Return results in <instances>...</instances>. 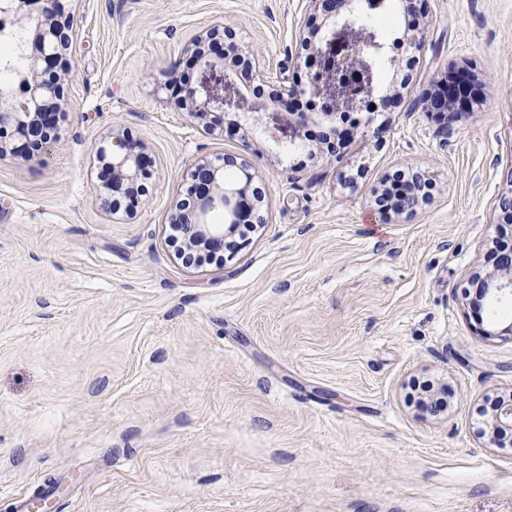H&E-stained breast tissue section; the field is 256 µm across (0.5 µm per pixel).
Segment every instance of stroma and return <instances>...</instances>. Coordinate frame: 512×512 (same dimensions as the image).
Instances as JSON below:
<instances>
[{"label":"stroma","instance_id":"stroma-1","mask_svg":"<svg viewBox=\"0 0 512 512\" xmlns=\"http://www.w3.org/2000/svg\"><path fill=\"white\" fill-rule=\"evenodd\" d=\"M76 70L49 153L0 159V512L59 480L60 512H512V432L475 411L512 395V298L471 304L512 189V0H424L395 23L372 111L297 148L266 114L211 133L168 90L224 92L191 38L235 24L266 76L306 77V0H64ZM416 28L413 52L394 38ZM397 66H390L389 57ZM467 72L474 111H420ZM153 160L133 214L97 199L100 140ZM229 153L268 185L264 224L223 263L185 266L167 217L190 165ZM432 187L380 214L396 171ZM388 187L381 189L375 193V203L379 207V210L388 214L393 212L397 215L410 214L414 212L419 206H421L425 200L426 196L422 197L419 194V187L414 185L411 189L404 190L399 194V198L396 200L394 206L392 203H387L383 200L386 197L388 192Z\"/></svg>","mask_w":512,"mask_h":512}]
</instances>
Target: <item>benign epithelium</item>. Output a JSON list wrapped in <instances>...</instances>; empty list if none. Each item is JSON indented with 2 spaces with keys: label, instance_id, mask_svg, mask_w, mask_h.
I'll list each match as a JSON object with an SVG mask.
<instances>
[{
  "label": "benign epithelium",
  "instance_id": "benign-epithelium-1",
  "mask_svg": "<svg viewBox=\"0 0 512 512\" xmlns=\"http://www.w3.org/2000/svg\"><path fill=\"white\" fill-rule=\"evenodd\" d=\"M309 7L308 20L299 27V39L303 47L311 50L317 67L333 70H347L352 74V83L341 86L352 89L357 84L363 92L371 93L369 77L372 63L384 55V43L372 35L355 41L345 47L344 53H331L327 46L336 40V26H349L356 11L365 7L369 10L384 5V0H306ZM7 14L15 22L35 23L31 38L25 45V59L29 68L17 88L0 89V135H7L13 142L12 154L26 155L32 149L50 150L54 141V130L59 115L64 110V89L74 76L75 60L70 56L73 43L72 22L65 13L62 0H0V15ZM216 36L224 38V55L247 64L249 80L268 83L260 62L246 52L235 40L232 25L217 22L206 37H197L193 42V64L211 68L219 61L199 51L206 42ZM274 93L254 96L251 112L279 111L298 94H321L322 88L316 76H311L307 87L301 88L288 82V75L272 82ZM457 89H471L466 77H459L448 87V92L435 97L426 96L421 103L423 112H442L452 107L450 100ZM181 97L189 103L187 112L204 120L213 112H229L233 101L226 97L217 100L198 88L184 85ZM323 122L335 121V109L311 114L309 112L287 113L288 124L299 130L309 123L313 116ZM97 165L106 176L98 185V199L102 209L115 214L120 210L130 212L139 203L138 180L145 175L144 167L148 157L143 144L126 130L114 131L96 151ZM239 168L240 175L234 183L224 181V169ZM388 188L375 193L379 210L388 214H410L425 202L419 194V187L403 191L395 204L384 201ZM265 191L256 186L255 175L248 165L238 162L233 155L200 159L190 168L182 191V198L169 216V223H182L186 243L191 248L224 247V229H233L240 224H251L257 204L263 203ZM224 210V223L211 224V212ZM483 296L498 298L512 295V257L506 256L494 273L482 281ZM512 430V397L500 401L496 414L487 431L488 442L494 447L501 446L500 436L505 430Z\"/></svg>",
  "mask_w": 512,
  "mask_h": 512
}]
</instances>
